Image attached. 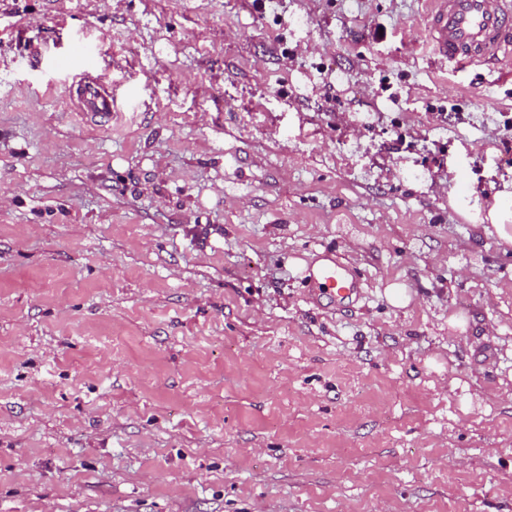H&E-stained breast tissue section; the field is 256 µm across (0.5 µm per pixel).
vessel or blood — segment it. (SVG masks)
Returning a JSON list of instances; mask_svg holds the SVG:
<instances>
[{"label": "vessel or blood", "instance_id": "obj_1", "mask_svg": "<svg viewBox=\"0 0 512 512\" xmlns=\"http://www.w3.org/2000/svg\"><path fill=\"white\" fill-rule=\"evenodd\" d=\"M428 44L437 60L470 66L512 59V0H426ZM77 111L112 116V88L96 64L85 66L71 85ZM326 294L344 297L352 283L338 265L321 268L314 277Z\"/></svg>", "mask_w": 512, "mask_h": 512}]
</instances>
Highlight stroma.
Returning <instances> with one entry per match:
<instances>
[{
	"label": "stroma",
	"instance_id": "35a3bbf8",
	"mask_svg": "<svg viewBox=\"0 0 512 512\" xmlns=\"http://www.w3.org/2000/svg\"><path fill=\"white\" fill-rule=\"evenodd\" d=\"M424 9L0 0V512H512V73ZM71 98L78 112L112 118V87L103 81L95 63L83 67L78 80L72 83ZM500 193V198L486 211L476 198L473 202L457 195L448 196V206L453 209L463 222L473 224L475 228L495 231L501 243L507 247L512 246V185ZM312 280L318 284V287L324 293L330 296L344 297L352 291V281L336 263L321 268L316 275L312 276Z\"/></svg>",
	"mask_w": 512,
	"mask_h": 512
}]
</instances>
